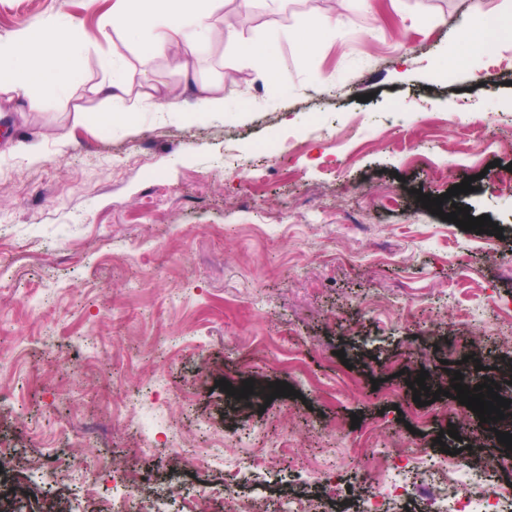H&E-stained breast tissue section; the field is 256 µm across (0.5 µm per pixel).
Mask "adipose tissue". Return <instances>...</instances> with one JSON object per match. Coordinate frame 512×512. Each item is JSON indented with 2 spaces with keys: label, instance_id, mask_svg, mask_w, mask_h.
Here are the masks:
<instances>
[{
  "label": "adipose tissue",
  "instance_id": "ef3b65f1",
  "mask_svg": "<svg viewBox=\"0 0 512 512\" xmlns=\"http://www.w3.org/2000/svg\"><path fill=\"white\" fill-rule=\"evenodd\" d=\"M211 0H117L112 19L128 30H136L148 17L166 19L164 30L157 32L142 48L143 61H150L171 48L183 56L195 53L193 43L182 34L183 27L203 29L209 25ZM80 46L70 36L52 41H33L29 31H20L12 44L0 45V86L27 91L39 85L53 91L66 90L73 78L71 58Z\"/></svg>",
  "mask_w": 512,
  "mask_h": 512
}]
</instances>
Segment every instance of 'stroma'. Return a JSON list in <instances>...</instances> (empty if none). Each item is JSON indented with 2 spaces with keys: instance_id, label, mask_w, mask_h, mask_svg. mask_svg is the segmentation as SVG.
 <instances>
[{
  "instance_id": "stroma-1",
  "label": "stroma",
  "mask_w": 512,
  "mask_h": 512,
  "mask_svg": "<svg viewBox=\"0 0 512 512\" xmlns=\"http://www.w3.org/2000/svg\"><path fill=\"white\" fill-rule=\"evenodd\" d=\"M114 3L0 0V44L35 29L84 45L39 109L0 87V512H138L147 495L187 512L204 488L225 512L228 468L257 512H354L380 478L361 442L418 458L417 485L460 468L466 441L434 405L419 418L408 383L425 370L448 391L453 370L475 385L497 365L512 394V149L479 148L512 135V42L475 52L463 30L502 0H216L190 61L147 64ZM229 28L273 40L279 83ZM116 64L128 92L109 101ZM169 85L224 109L172 115ZM469 176L441 214L417 200ZM457 205L501 238L442 220ZM275 381L293 395L271 398ZM261 448L271 465L251 468ZM96 469L92 491L73 482Z\"/></svg>"
}]
</instances>
